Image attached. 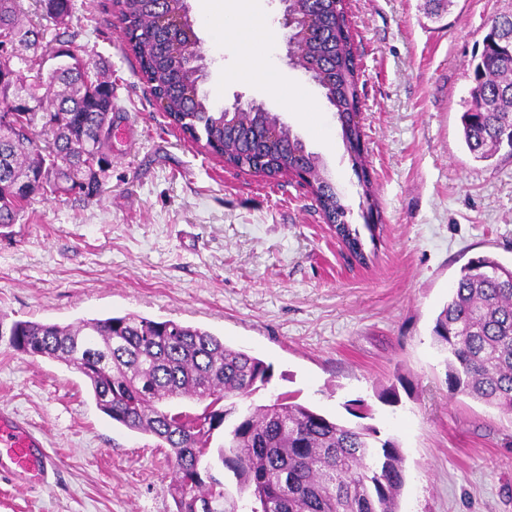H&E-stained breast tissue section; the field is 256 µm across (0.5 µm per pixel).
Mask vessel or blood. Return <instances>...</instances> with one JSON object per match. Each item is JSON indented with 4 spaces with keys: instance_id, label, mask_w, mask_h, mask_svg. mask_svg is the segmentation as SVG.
<instances>
[{
    "instance_id": "b4317fda",
    "label": "vessel or blood",
    "mask_w": 512,
    "mask_h": 512,
    "mask_svg": "<svg viewBox=\"0 0 512 512\" xmlns=\"http://www.w3.org/2000/svg\"><path fill=\"white\" fill-rule=\"evenodd\" d=\"M57 463L30 426L0 412V472L26 484L45 482Z\"/></svg>"
}]
</instances>
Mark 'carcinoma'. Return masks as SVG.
<instances>
[{
	"mask_svg": "<svg viewBox=\"0 0 512 512\" xmlns=\"http://www.w3.org/2000/svg\"><path fill=\"white\" fill-rule=\"evenodd\" d=\"M45 14L63 19L71 0H39ZM20 0H0V37L26 48L46 49L44 29L19 20ZM288 8L312 18L320 35L304 41L311 79L336 91V111L360 107L359 74L350 34L344 32L345 0H289ZM122 37L170 123L229 166L261 160L260 168L288 169L295 156L321 170L322 159L293 135L277 140L264 132L281 124L261 106L249 117L251 141L224 128V111L200 93L202 70L187 0H120ZM512 15L492 20L472 68L470 99L460 117L463 141L478 162L502 147L512 153V83L495 78L507 66ZM44 74L23 71L12 96L0 97V229L17 222L32 197L102 192L101 175L118 151L112 129L126 115L115 108L112 82L70 49ZM51 80L63 93L50 107L36 90ZM13 114L5 125L1 118ZM353 166L362 162V131H342ZM316 202L340 242L367 263L359 228L339 224L345 212L336 187L317 183ZM0 337L30 357L66 364L90 384L99 409L127 429L149 434L171 448L167 487L176 512H398L405 484L403 457L392 439L371 426L331 420L281 393L246 407L271 381V366L199 327L135 314L71 324L14 320ZM434 341L446 353L448 388L512 414V268L481 256L461 268L448 302L435 319ZM224 428V445L213 449ZM232 472L231 493L207 468Z\"/></svg>",
	"mask_w": 512,
	"mask_h": 512,
	"instance_id": "cac0c4a2",
	"label": "carcinoma"
}]
</instances>
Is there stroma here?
Returning <instances> with one entry per match:
<instances>
[{
  "instance_id": "stroma-1",
  "label": "stroma",
  "mask_w": 512,
  "mask_h": 512,
  "mask_svg": "<svg viewBox=\"0 0 512 512\" xmlns=\"http://www.w3.org/2000/svg\"><path fill=\"white\" fill-rule=\"evenodd\" d=\"M115 0H72L69 17L23 19L70 41L111 75L135 139L113 156L103 192L35 196L0 235V314L69 324L137 314L196 326L263 359L273 377L255 402L298 393L354 425L348 401L405 458L400 512H512V415L448 388L432 327L460 269L490 255L512 264V155L474 161L460 115L468 64L512 0H348L359 72L367 174L380 238L368 264L337 240L310 193L289 176L226 167L171 126L120 33ZM211 105L277 114L325 163L361 226L362 188L334 109L287 57L282 0H255L278 32L269 52L317 106L312 122L250 82L188 0ZM393 387L395 403L378 399ZM0 410L24 420L58 459L37 485L0 475V512H174L164 443L112 422L65 364L0 341Z\"/></svg>"
}]
</instances>
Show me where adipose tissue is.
Here are the masks:
<instances>
[{
  "instance_id": "1",
  "label": "adipose tissue",
  "mask_w": 512,
  "mask_h": 512,
  "mask_svg": "<svg viewBox=\"0 0 512 512\" xmlns=\"http://www.w3.org/2000/svg\"><path fill=\"white\" fill-rule=\"evenodd\" d=\"M203 12L210 26L224 40L226 51L238 59L236 72L258 82L275 98L284 99L289 110L299 113L302 119H310L315 111L312 100L305 94L288 91L279 69L267 54L252 49L255 32H262L266 40H273L274 31L265 16L251 7L249 0H204Z\"/></svg>"
}]
</instances>
